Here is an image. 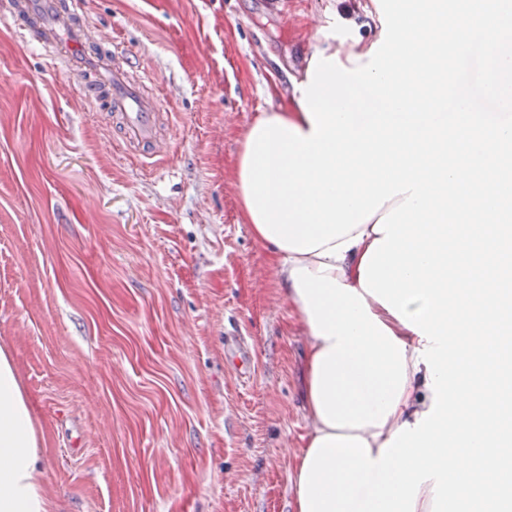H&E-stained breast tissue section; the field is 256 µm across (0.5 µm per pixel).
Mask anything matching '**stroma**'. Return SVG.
<instances>
[{"label": "stroma", "instance_id": "1", "mask_svg": "<svg viewBox=\"0 0 512 512\" xmlns=\"http://www.w3.org/2000/svg\"><path fill=\"white\" fill-rule=\"evenodd\" d=\"M0 0V345L44 434L54 512H292L305 340L241 219L240 141L372 0H83L172 113L130 160ZM246 337L240 379L224 334Z\"/></svg>", "mask_w": 512, "mask_h": 512}]
</instances>
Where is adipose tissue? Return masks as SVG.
Instances as JSON below:
<instances>
[{"mask_svg":"<svg viewBox=\"0 0 512 512\" xmlns=\"http://www.w3.org/2000/svg\"><path fill=\"white\" fill-rule=\"evenodd\" d=\"M268 249L277 284L305 337L303 381L306 432L291 479L299 481L315 442L325 435L359 436L370 456L404 423L429 411L425 366L416 361L419 337L360 286L363 256L376 240L374 221L301 254L280 248L253 227ZM44 437L22 387L13 356L0 346V512H52L44 486Z\"/></svg>","mask_w":512,"mask_h":512,"instance_id":"1","label":"adipose tissue"}]
</instances>
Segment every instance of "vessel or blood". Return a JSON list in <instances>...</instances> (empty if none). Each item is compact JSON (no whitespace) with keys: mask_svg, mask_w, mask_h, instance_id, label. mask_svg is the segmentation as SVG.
Returning <instances> with one entry per match:
<instances>
[{"mask_svg":"<svg viewBox=\"0 0 512 512\" xmlns=\"http://www.w3.org/2000/svg\"><path fill=\"white\" fill-rule=\"evenodd\" d=\"M13 13L19 29L42 44L51 63L84 74L82 94L96 111L108 113L120 144L133 148L148 166L168 157L171 142L162 133L164 114L156 95L146 92L120 42L93 40L80 0H14ZM225 347L234 366L247 373L250 353L242 338H227Z\"/></svg>","mask_w":512,"mask_h":512,"instance_id":"b4317fda","label":"vessel or blood"}]
</instances>
